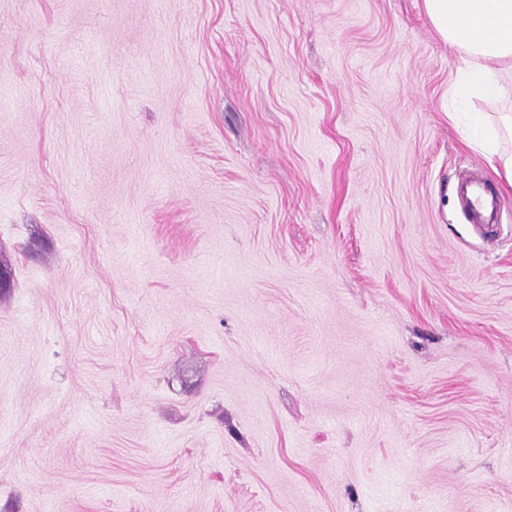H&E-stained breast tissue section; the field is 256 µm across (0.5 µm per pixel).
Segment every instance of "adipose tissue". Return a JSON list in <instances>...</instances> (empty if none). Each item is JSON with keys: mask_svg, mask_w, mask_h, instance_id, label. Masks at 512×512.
<instances>
[{"mask_svg": "<svg viewBox=\"0 0 512 512\" xmlns=\"http://www.w3.org/2000/svg\"><path fill=\"white\" fill-rule=\"evenodd\" d=\"M423 7L443 42L466 60L456 96L512 99V82L502 78L503 71L512 70V0H423ZM509 141L512 111L499 113L494 140L484 152L487 165L512 187Z\"/></svg>", "mask_w": 512, "mask_h": 512, "instance_id": "1", "label": "adipose tissue"}]
</instances>
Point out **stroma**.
Masks as SVG:
<instances>
[{
    "label": "stroma",
    "mask_w": 512,
    "mask_h": 512,
    "mask_svg": "<svg viewBox=\"0 0 512 512\" xmlns=\"http://www.w3.org/2000/svg\"><path fill=\"white\" fill-rule=\"evenodd\" d=\"M463 68L422 0H0V512H512Z\"/></svg>",
    "instance_id": "stroma-1"
}]
</instances>
